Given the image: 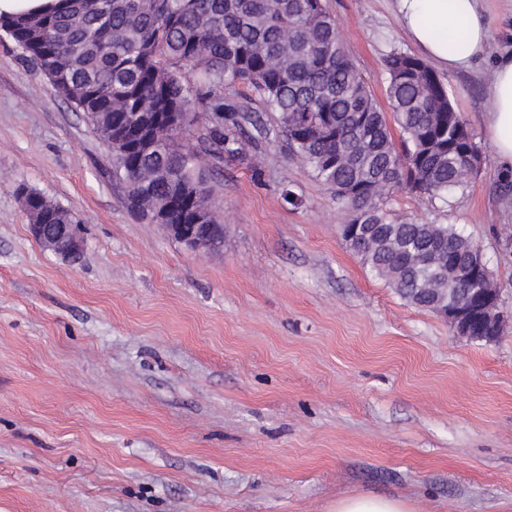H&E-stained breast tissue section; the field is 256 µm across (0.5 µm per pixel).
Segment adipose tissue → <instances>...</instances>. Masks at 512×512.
<instances>
[{
  "instance_id": "adipose-tissue-1",
  "label": "adipose tissue",
  "mask_w": 512,
  "mask_h": 512,
  "mask_svg": "<svg viewBox=\"0 0 512 512\" xmlns=\"http://www.w3.org/2000/svg\"><path fill=\"white\" fill-rule=\"evenodd\" d=\"M487 0H394L410 40L427 59L448 72L470 69L489 40ZM486 133L503 168H512V51L501 55L493 73V98Z\"/></svg>"
}]
</instances>
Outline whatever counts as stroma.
<instances>
[{"mask_svg":"<svg viewBox=\"0 0 512 512\" xmlns=\"http://www.w3.org/2000/svg\"><path fill=\"white\" fill-rule=\"evenodd\" d=\"M326 4L384 100V57L414 50L393 0ZM488 13L478 65L443 76L477 176L450 205L387 206L480 246L505 320L490 342L368 272L247 86L231 98L271 131L201 154L224 239L197 252L127 209L106 142L0 31V512H334L360 493L512 512V190L485 129L512 0ZM22 187L80 215L79 260L32 237Z\"/></svg>","mask_w":512,"mask_h":512,"instance_id":"obj_1","label":"stroma"}]
</instances>
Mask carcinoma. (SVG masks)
<instances>
[{
  "mask_svg": "<svg viewBox=\"0 0 512 512\" xmlns=\"http://www.w3.org/2000/svg\"><path fill=\"white\" fill-rule=\"evenodd\" d=\"M62 2L52 13L0 18V31L112 143L113 173L139 218L181 224L210 203L197 150L164 135L157 113H200L216 157L241 156L254 145L243 128L253 119L225 91L246 83L276 114L292 154L352 213L341 235L373 276L434 313L470 299L452 271L476 262L480 287L498 295L470 237L386 208L398 188L448 202L481 156L448 85L421 58L387 55L385 110L325 0ZM21 198L40 224L82 223L40 192L24 189Z\"/></svg>",
  "mask_w": 512,
  "mask_h": 512,
  "instance_id": "obj_1",
  "label": "carcinoma"
}]
</instances>
